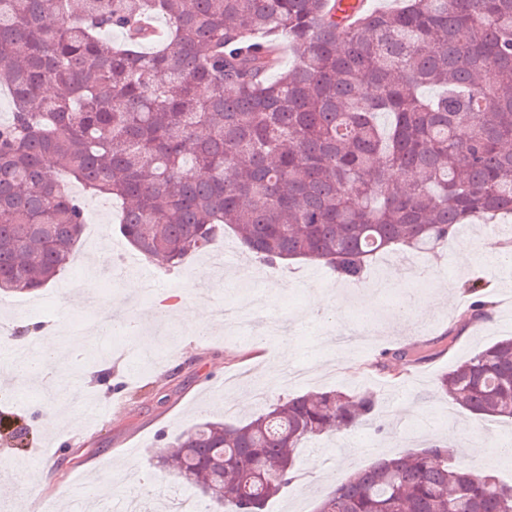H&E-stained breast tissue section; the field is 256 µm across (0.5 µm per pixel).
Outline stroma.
<instances>
[{
  "mask_svg": "<svg viewBox=\"0 0 512 512\" xmlns=\"http://www.w3.org/2000/svg\"><path fill=\"white\" fill-rule=\"evenodd\" d=\"M88 223L99 234L81 239L73 262L56 282L42 291L16 294L0 302V328L42 326L44 340L65 344L82 337L89 358L61 354L69 377L65 388L45 390L28 378L10 383L16 400L0 397V512L40 508L46 496L68 492L86 482L108 487L113 498L134 496L140 512H168L187 500L207 506L199 491L184 486L178 475L156 463L160 448L189 427L206 421L235 423L291 395L343 389L373 391L387 421L383 434L372 426L308 440L299 448L300 480L288 493L272 499L266 512H316L321 498L344 476L380 458L414 450L460 432L471 447L483 450L479 470L512 480V463L498 451L512 448V425L496 418L470 417L438 392V374L483 346L512 335V261L502 251L512 240V216L498 218L501 233L491 225L471 224L467 237H454L432 252L394 250L378 255L363 281L341 280L329 269L307 261L267 266L242 253L237 239L225 235L218 246L238 254L235 265L215 267L198 256L189 264L163 267L159 300L124 293L112 273L95 266L98 252H129L115 222L116 205L106 196H85ZM468 264H460L462 254ZM405 287H391L398 273ZM95 281L112 298L116 320L140 322L138 335L116 342L111 328L79 302L81 286ZM444 294L432 298L434 282ZM494 302L490 321L461 331L449 350L419 363L389 371L375 370L382 353L401 347L427 350L428 339L413 341L397 316L428 302L418 325L437 337L456 326L472 302L469 286ZM261 296L267 316L283 321L280 330L256 339L250 319L234 327L216 325L207 339H192L182 326L181 307L198 300L225 306ZM323 310L313 311L318 298ZM287 358L289 367L309 366L308 380L288 384L271 372L272 362ZM103 401L112 414L99 420L88 404ZM62 415L47 429V413Z\"/></svg>",
  "mask_w": 512,
  "mask_h": 512,
  "instance_id": "1",
  "label": "stroma"
}]
</instances>
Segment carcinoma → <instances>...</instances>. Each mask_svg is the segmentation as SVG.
Wrapping results in <instances>:
<instances>
[{
	"instance_id": "1",
	"label": "carcinoma",
	"mask_w": 512,
	"mask_h": 512,
	"mask_svg": "<svg viewBox=\"0 0 512 512\" xmlns=\"http://www.w3.org/2000/svg\"><path fill=\"white\" fill-rule=\"evenodd\" d=\"M399 2L0 0V292L40 290L73 259L86 214L55 167L118 201L120 234L170 267L229 230L271 267L360 281L378 253L512 214V0ZM437 389L512 420V337ZM377 407L369 390L297 394L198 424L168 454L216 512H265L304 441L366 419L380 432ZM316 512H512V485L431 444L350 474Z\"/></svg>"
}]
</instances>
